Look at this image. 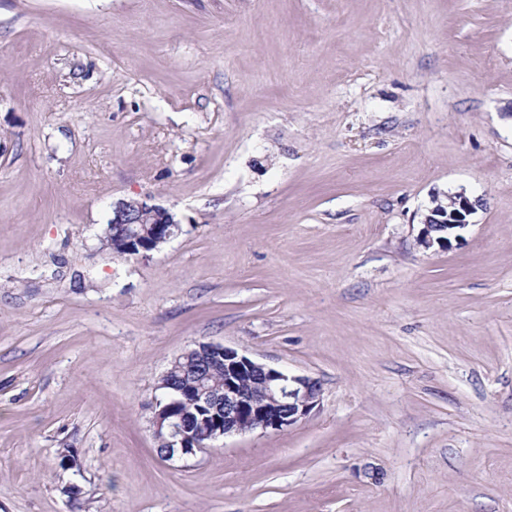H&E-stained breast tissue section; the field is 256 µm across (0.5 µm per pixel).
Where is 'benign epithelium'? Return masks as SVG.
<instances>
[{
	"label": "benign epithelium",
	"mask_w": 512,
	"mask_h": 512,
	"mask_svg": "<svg viewBox=\"0 0 512 512\" xmlns=\"http://www.w3.org/2000/svg\"><path fill=\"white\" fill-rule=\"evenodd\" d=\"M434 206L424 220L417 243L425 250L445 249L450 238L470 224L469 218L481 199L463 192L447 196L442 203L432 197ZM112 225L121 233L119 248L128 256L143 255L157 249L180 234L178 222L165 208L138 200H123L112 206ZM194 355L198 373L213 360L224 363V386L199 388L191 392L193 403L213 409V413L194 418L176 413L183 391L172 383H162L166 404L155 413L152 429L155 437L167 431L164 458L187 459L215 447L227 436L242 435L255 429L281 431L305 419L319 405L320 384L308 376L259 363L249 356L220 343H202L182 353Z\"/></svg>",
	"instance_id": "benign-epithelium-1"
}]
</instances>
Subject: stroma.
Returning <instances> with one entry per match:
<instances>
[{
  "label": "stroma",
  "mask_w": 512,
  "mask_h": 512,
  "mask_svg": "<svg viewBox=\"0 0 512 512\" xmlns=\"http://www.w3.org/2000/svg\"><path fill=\"white\" fill-rule=\"evenodd\" d=\"M206 342L319 405L165 460ZM0 512H512V0H0ZM440 201L437 195L432 197L434 206L429 209V215L424 220V229L417 239V243L425 250H430L437 245L440 249L449 246L450 237L460 238L459 232L470 223L469 218L477 208L481 206V199H471L464 192L447 195ZM446 203V204H443ZM435 232H443L444 236H435ZM112 219V224H111ZM106 225L104 239L106 246L119 256H138L157 249L176 238L181 230L173 215L166 209L156 205H148L138 200H123L112 206V218ZM140 225L141 230L128 231L129 225ZM144 224H149L148 231ZM112 225L121 233V239L112 237ZM119 244L120 249H113L111 242ZM124 251V252H123Z\"/></svg>",
  "instance_id": "stroma-1"
}]
</instances>
